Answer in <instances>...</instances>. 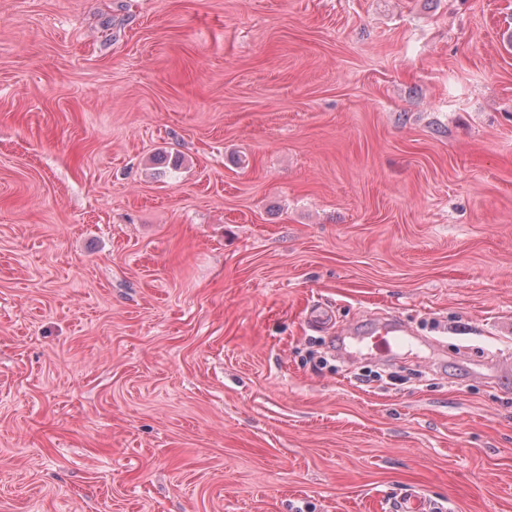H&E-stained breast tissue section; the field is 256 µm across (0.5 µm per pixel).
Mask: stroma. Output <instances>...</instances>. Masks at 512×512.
Instances as JSON below:
<instances>
[{
  "mask_svg": "<svg viewBox=\"0 0 512 512\" xmlns=\"http://www.w3.org/2000/svg\"><path fill=\"white\" fill-rule=\"evenodd\" d=\"M509 357L512 0H0V512H512ZM340 350L348 356H354L363 344L369 350L385 354L393 347L410 342L412 336L408 329L397 320L380 322L375 319L362 320L354 325L342 328L339 333ZM347 339V341H346ZM443 505L415 489H408L390 503L392 512H443Z\"/></svg>",
  "mask_w": 512,
  "mask_h": 512,
  "instance_id": "obj_1",
  "label": "stroma"
}]
</instances>
